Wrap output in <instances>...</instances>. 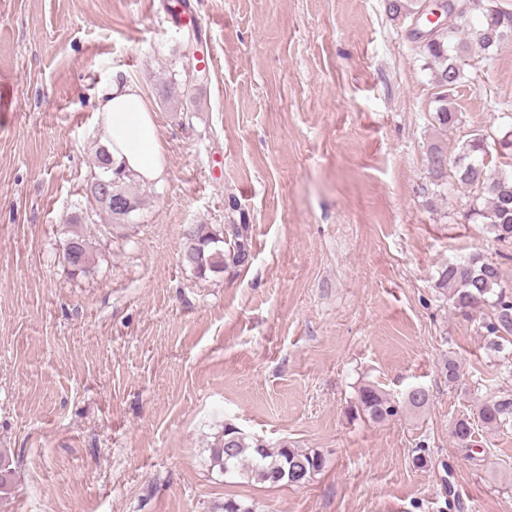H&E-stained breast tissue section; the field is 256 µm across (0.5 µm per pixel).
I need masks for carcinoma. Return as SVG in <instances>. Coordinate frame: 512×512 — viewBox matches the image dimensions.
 <instances>
[{"label": "carcinoma", "mask_w": 512, "mask_h": 512, "mask_svg": "<svg viewBox=\"0 0 512 512\" xmlns=\"http://www.w3.org/2000/svg\"><path fill=\"white\" fill-rule=\"evenodd\" d=\"M426 0H388L387 6L395 18L419 21ZM462 6L460 0H448V24L435 29L421 31L411 29L412 38L420 44L432 72V80L438 89V103L432 119L438 130L447 131L458 121L457 112L448 101V91L456 87L463 77L458 63L463 43L456 36L465 30L472 31L479 47L488 51L500 45L505 35L512 34V11L496 5L486 6L483 0H469L468 7L454 12ZM482 13L484 20L479 27L472 26V14ZM490 143L485 134H475L466 141L453 160L438 148H433L429 164L436 181L448 176L447 167H452L454 177L472 194V205L467 219L487 226L496 241L512 246V172L498 170L489 165ZM94 166L99 175L93 180L112 181V195L124 196L139 209L143 198L133 188L134 178L119 171H112V155L100 147L95 152ZM92 210L106 216L108 228L128 220L126 214L113 210L97 196H92ZM248 230L245 224H230L232 248L224 249V232L208 224H193L185 235L183 259L194 270L197 277L207 278L218 274L232 263L244 264L249 257L247 249ZM65 242L79 244L76 260H66L73 273L85 274L94 263L91 230L84 224V217L75 215L70 219ZM436 287L454 309L465 315L480 313V328L489 348L495 352L504 350V344L512 341V289L502 286L501 264L475 253L444 264L438 272ZM429 403L428 392L417 387L408 392L406 405L415 411ZM352 412L364 415L375 422L386 421L398 413V407L385 392L375 385H363L358 389ZM487 432H496L512 425V387L505 386L478 402L471 415L456 419L452 436L460 448L473 446L475 425ZM210 466L223 475L240 474L250 481L276 486L281 482L294 486L308 483L325 467V456L316 451L282 440L273 445L264 438L248 434L233 423H224L209 444ZM12 467L9 456L0 450V496L12 490Z\"/></svg>", "instance_id": "1"}]
</instances>
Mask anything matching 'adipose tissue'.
Segmentation results:
<instances>
[{"instance_id":"obj_1","label":"adipose tissue","mask_w":512,"mask_h":512,"mask_svg":"<svg viewBox=\"0 0 512 512\" xmlns=\"http://www.w3.org/2000/svg\"><path fill=\"white\" fill-rule=\"evenodd\" d=\"M101 142L113 161L144 184L162 183L165 155L153 112L140 89L112 80L99 95Z\"/></svg>"}]
</instances>
